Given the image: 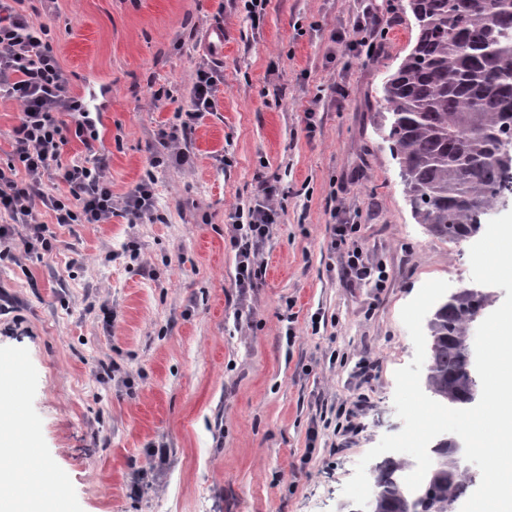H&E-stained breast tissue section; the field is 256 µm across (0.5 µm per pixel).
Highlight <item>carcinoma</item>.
Segmentation results:
<instances>
[{
    "label": "carcinoma",
    "instance_id": "1",
    "mask_svg": "<svg viewBox=\"0 0 512 512\" xmlns=\"http://www.w3.org/2000/svg\"><path fill=\"white\" fill-rule=\"evenodd\" d=\"M416 34L411 49L383 84L386 131L416 221L440 239L459 241L512 194V166L498 144L512 139V0H408ZM492 296L462 289L441 301L428 321L425 386L446 406L470 404L469 316ZM447 441L409 495L403 459L378 465L379 491L371 512H448L471 484L469 473L448 465Z\"/></svg>",
    "mask_w": 512,
    "mask_h": 512
}]
</instances>
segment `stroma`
Wrapping results in <instances>:
<instances>
[{
	"instance_id": "obj_1",
	"label": "stroma",
	"mask_w": 512,
	"mask_h": 512,
	"mask_svg": "<svg viewBox=\"0 0 512 512\" xmlns=\"http://www.w3.org/2000/svg\"><path fill=\"white\" fill-rule=\"evenodd\" d=\"M406 4L269 0L255 28L241 0H18L50 27L72 96L107 94L97 147L114 202L149 175L158 214L59 224L36 208L56 236L38 255L0 213V359L15 367L0 400L63 476L67 512H345L359 460L402 429L401 309L427 281L473 285L470 240L416 223L374 125L411 48ZM367 9L387 30L370 54L351 42ZM218 24L220 57L205 46ZM201 69L219 79L216 107L168 143ZM166 147L188 163L152 167ZM263 183L279 218L243 294L229 229ZM345 222L385 287L344 276L329 227Z\"/></svg>"
}]
</instances>
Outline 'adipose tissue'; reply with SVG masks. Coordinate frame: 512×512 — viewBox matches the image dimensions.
<instances>
[{"label":"adipose tissue","mask_w":512,"mask_h":512,"mask_svg":"<svg viewBox=\"0 0 512 512\" xmlns=\"http://www.w3.org/2000/svg\"><path fill=\"white\" fill-rule=\"evenodd\" d=\"M15 423V414L0 404V445H8L11 449L10 455L0 457V512H49V504L55 496L51 486L40 485L24 496L17 493L23 481L17 461L23 453L24 443L10 432Z\"/></svg>","instance_id":"1"}]
</instances>
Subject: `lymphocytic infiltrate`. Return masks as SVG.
I'll return each mask as SVG.
<instances>
[{"label": "lymphocytic infiltrate", "instance_id": "lymphocytic-infiltrate-1", "mask_svg": "<svg viewBox=\"0 0 512 512\" xmlns=\"http://www.w3.org/2000/svg\"><path fill=\"white\" fill-rule=\"evenodd\" d=\"M46 24L0 0V98L16 101L21 110L13 130L14 152L0 167V209L17 224L29 227L24 246L30 252L53 250L46 225L37 222L35 205L51 211L60 224H101L112 215V185L97 151L84 160L62 164L68 134L85 138L92 124L88 113L69 94V79L53 55ZM58 166L68 186L64 195L45 193L43 177ZM27 179L17 182V169ZM273 187H262L254 203L239 209L229 243L238 257L235 282L243 291L255 288L261 273L260 252L271 237L278 213Z\"/></svg>", "mask_w": 512, "mask_h": 512}]
</instances>
